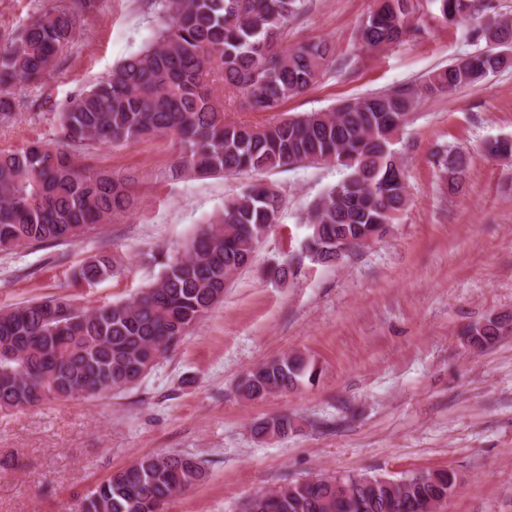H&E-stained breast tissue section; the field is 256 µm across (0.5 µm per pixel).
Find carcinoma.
I'll use <instances>...</instances> for the list:
<instances>
[{
  "instance_id": "cac0c4a2",
  "label": "carcinoma",
  "mask_w": 512,
  "mask_h": 512,
  "mask_svg": "<svg viewBox=\"0 0 512 512\" xmlns=\"http://www.w3.org/2000/svg\"><path fill=\"white\" fill-rule=\"evenodd\" d=\"M156 13L151 39L57 113L51 142L0 149V251L20 245L59 247L79 241L138 204L137 177L94 170L79 162L95 146L114 147L165 137L176 146L171 177L260 174L334 161L347 174L311 206L303 250L316 262H336L345 241L375 239L407 204L403 171L392 148L410 111L423 97L449 94L503 68L490 44L512 46V21L479 22L481 0H433L446 22L476 20L487 47L434 71L416 88L347 100L331 112H305L263 125L231 123L213 97L209 77L241 96L255 112H276L313 85L334 57L327 43L283 44L288 22L305 0H148ZM95 0H57L0 45V120L19 107L11 89L40 85L79 37ZM422 29L413 0H375L360 24V40L380 49ZM448 189L467 174L466 158H442ZM282 198L255 183L224 201L222 213L201 226L183 249L163 255L155 279L130 300L92 308L70 295L0 309V411L40 408L52 401L105 398L136 386L157 360L175 349L224 298V288L249 265L280 218ZM124 257L105 248L76 267L86 282L107 280ZM512 329L501 315L468 326L469 348L495 344ZM319 370L291 353L248 370L239 389L260 400L301 383ZM286 415L253 426L259 438L285 437ZM205 476L201 462L178 453L146 454L114 472L83 500L82 512H165L178 492ZM349 492L336 494L332 477L290 483L246 504L245 512H419L450 497L451 470L397 479L346 475Z\"/></svg>"
}]
</instances>
